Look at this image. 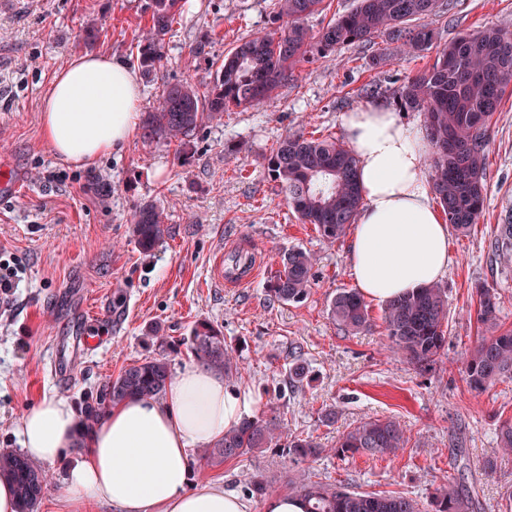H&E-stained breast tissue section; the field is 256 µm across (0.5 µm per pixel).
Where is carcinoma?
I'll return each mask as SVG.
<instances>
[{
    "label": "carcinoma",
    "instance_id": "obj_1",
    "mask_svg": "<svg viewBox=\"0 0 512 512\" xmlns=\"http://www.w3.org/2000/svg\"><path fill=\"white\" fill-rule=\"evenodd\" d=\"M324 0H276L277 28L246 39L224 55L213 84L204 92L189 82L168 84L159 101L144 112L142 138L146 143L173 142L187 146L194 131L217 120L231 107L254 106L268 99L293 77L307 54L326 55L337 48L368 43L385 35L400 54L429 50L437 40L424 22L439 11L442 0H356L346 13L327 24L318 37L310 36L304 20L323 10ZM190 7L189 0H145L150 26L138 44L136 60L149 74L162 59V42L175 18ZM416 24H411V21ZM512 85V34L487 27L464 33L436 53L433 64L399 89L396 104L425 115L432 152L425 160L432 190L445 220L460 233L477 223L484 209L487 128ZM267 169L288 199L297 219L311 224L323 239L334 242L354 223L363 204L353 149L333 139L307 138L292 133L280 139L266 157ZM164 210L153 203L139 207L131 234L145 253L169 233ZM315 255L302 248L282 256V270L267 285L271 300L302 303L315 275ZM476 321L487 328L463 354L465 380L482 392L496 382L512 379V329L497 324L499 297L492 288H476ZM328 312L342 331L357 334L371 326L368 306L355 289H341ZM384 324L392 352L423 372L433 369L448 336V289L435 282L385 304ZM187 348L208 370L231 383L241 373L235 352L223 332L207 321L194 325ZM170 363L165 352L144 358L107 382L93 400L84 402L86 428L95 426L107 409L132 397L160 400L166 393ZM504 457L512 455V421L497 433ZM408 442L406 429L393 417L362 419L346 429L334 452L341 459L357 455L395 456ZM286 448L299 468L288 483V494L306 503V512H422L420 503L400 493L360 492L338 481H314L301 465L318 459L325 449L309 437L288 433L275 416H249L204 450L206 467H220L272 444ZM14 486L19 512H37L50 484L49 471L24 454L0 452V479ZM249 491L263 501L276 495L265 478L256 476ZM430 512H477L461 478L443 480L429 500Z\"/></svg>",
    "mask_w": 512,
    "mask_h": 512
}]
</instances>
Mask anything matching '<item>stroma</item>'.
<instances>
[{
  "label": "stroma",
  "mask_w": 512,
  "mask_h": 512,
  "mask_svg": "<svg viewBox=\"0 0 512 512\" xmlns=\"http://www.w3.org/2000/svg\"><path fill=\"white\" fill-rule=\"evenodd\" d=\"M272 0H192L163 44V59L140 77V105L156 103L166 84L188 81L205 89L217 63L241 40L273 30ZM143 0H14L0 10V161L23 176L20 192L0 197V260L19 271V283L0 298V448L18 449L20 420L46 394L82 406L91 392L128 365L155 355L151 333L160 327L170 345L172 370L192 362L183 340L196 322L219 327L240 358L236 388L258 409L273 405L291 433L312 437L329 453L305 469L313 480L345 481L366 492L400 491L428 504L444 478L464 477L479 491L482 512H505L512 494V459L493 476L482 460L499 454L498 427L512 420V379L472 391L462 354L480 335L477 285L495 289L500 323L512 328V254L495 251L501 211L512 209V91L506 92L486 148L484 211L467 234L452 233L455 261L448 285V343L429 372L391 352L383 305L370 304V330L348 335L328 314L342 288H353L348 237L321 238L300 223L265 158L291 133L344 139L342 117L369 104L393 108L399 86L432 65L436 52L394 54L386 36L338 48L301 63L292 81L271 99L230 108L203 124L178 160L176 145L144 143L141 133L91 168L55 156L40 122L54 73L71 57L104 52L132 63L148 25ZM439 42L493 26L512 31V0H450L428 19ZM93 25L99 37L81 39ZM385 62L372 67L373 55ZM380 93L369 97L367 85ZM165 210L169 233L153 251L141 252L130 236L135 209ZM301 248L317 257L315 281L300 304L270 302L266 288L281 268V254ZM249 256L257 270L242 284L214 280L217 254ZM88 307L110 301L121 320L88 324L97 350L69 379L49 370L52 350L78 347L73 297ZM307 368L302 382L288 379L293 358ZM336 410L323 423L321 411ZM401 421L409 441L398 456L345 460L331 452L349 424L368 417ZM294 473L285 449L271 447L219 468L190 474L198 488L217 484L244 493L260 475L283 486Z\"/></svg>",
  "instance_id": "obj_1"
}]
</instances>
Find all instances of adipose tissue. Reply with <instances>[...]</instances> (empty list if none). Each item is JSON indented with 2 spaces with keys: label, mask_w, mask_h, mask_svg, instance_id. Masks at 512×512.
<instances>
[{
  "label": "adipose tissue",
  "mask_w": 512,
  "mask_h": 512,
  "mask_svg": "<svg viewBox=\"0 0 512 512\" xmlns=\"http://www.w3.org/2000/svg\"><path fill=\"white\" fill-rule=\"evenodd\" d=\"M139 79L109 54L72 57L44 99L41 126L61 160L91 167L138 126ZM356 152L363 197L348 249L358 291L378 303L440 280L454 262L450 226L432 204L426 135L389 109L366 105L343 117ZM256 408L249 393L196 364L169 381L163 401L132 398L84 430L75 408L43 396L23 417V453L55 461L80 446L66 469L73 512H253L250 501L219 485L189 489L192 448L221 437Z\"/></svg>",
  "instance_id": "obj_1"
}]
</instances>
